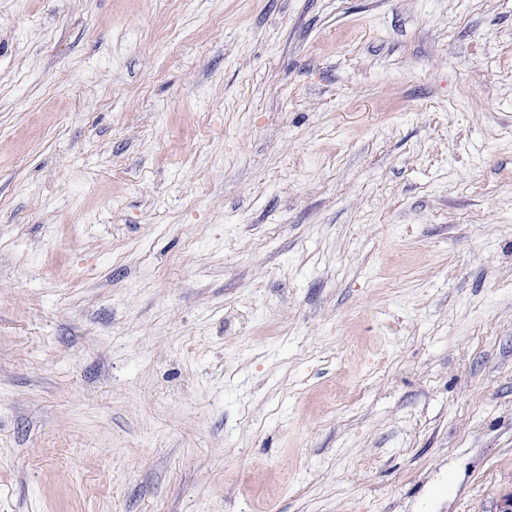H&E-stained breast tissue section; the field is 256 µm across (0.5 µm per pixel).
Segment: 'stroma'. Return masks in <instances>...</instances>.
Segmentation results:
<instances>
[{
    "label": "stroma",
    "mask_w": 512,
    "mask_h": 512,
    "mask_svg": "<svg viewBox=\"0 0 512 512\" xmlns=\"http://www.w3.org/2000/svg\"><path fill=\"white\" fill-rule=\"evenodd\" d=\"M512 0H0V512H498Z\"/></svg>",
    "instance_id": "stroma-1"
}]
</instances>
